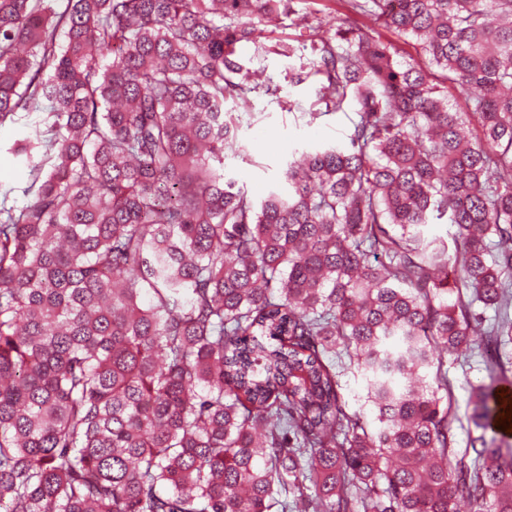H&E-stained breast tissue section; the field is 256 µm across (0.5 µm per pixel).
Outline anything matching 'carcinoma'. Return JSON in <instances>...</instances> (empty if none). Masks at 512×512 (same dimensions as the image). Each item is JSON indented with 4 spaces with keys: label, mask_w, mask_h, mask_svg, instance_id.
<instances>
[{
    "label": "carcinoma",
    "mask_w": 512,
    "mask_h": 512,
    "mask_svg": "<svg viewBox=\"0 0 512 512\" xmlns=\"http://www.w3.org/2000/svg\"><path fill=\"white\" fill-rule=\"evenodd\" d=\"M307 2L0 0V512H512V0ZM243 42L358 116L259 202ZM10 133L2 132L0 141V186L13 187L21 186L23 183L21 169L13 156L8 152ZM486 372L483 362L479 357H474L468 362L464 360H456L448 358V378L452 379L455 385V395L458 404V413L465 423L463 414L466 410L468 399V389L470 383H477L482 380ZM342 390L345 400L348 404V409L351 412H364L368 420L372 419L370 413V406L366 402V391L363 379L360 376L347 373L340 379Z\"/></svg>",
    "instance_id": "carcinoma-1"
}]
</instances>
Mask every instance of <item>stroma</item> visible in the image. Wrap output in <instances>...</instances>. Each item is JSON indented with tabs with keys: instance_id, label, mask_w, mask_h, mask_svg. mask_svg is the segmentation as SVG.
<instances>
[{
	"instance_id": "1",
	"label": "stroma",
	"mask_w": 512,
	"mask_h": 512,
	"mask_svg": "<svg viewBox=\"0 0 512 512\" xmlns=\"http://www.w3.org/2000/svg\"><path fill=\"white\" fill-rule=\"evenodd\" d=\"M253 67L263 69L277 85L276 94L258 96L251 112L240 119L238 137L244 153L224 161V173L243 186L254 198L261 199L280 179L282 170L293 150L310 143H333L344 140L356 115L352 111L338 112L307 122L301 113L287 106L288 100H301L312 105L315 100L312 84L298 87L288 82V62L270 56L254 58L250 46L240 48Z\"/></svg>"
}]
</instances>
